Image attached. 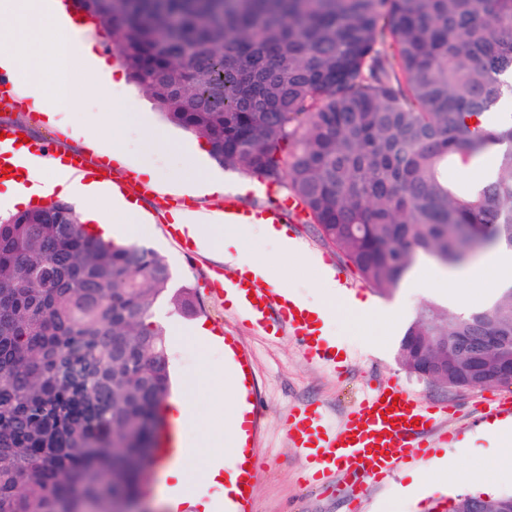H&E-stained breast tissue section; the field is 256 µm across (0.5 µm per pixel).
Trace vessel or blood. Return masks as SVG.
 <instances>
[{
    "label": "vessel or blood",
    "instance_id": "vessel-or-blood-1",
    "mask_svg": "<svg viewBox=\"0 0 512 512\" xmlns=\"http://www.w3.org/2000/svg\"><path fill=\"white\" fill-rule=\"evenodd\" d=\"M26 148L38 157L63 158L60 146L51 139L23 145L18 128L0 126V150ZM210 295L220 299L236 321L252 331L267 335L294 336L304 357L329 371L340 369L335 345L319 331L320 321L309 310L294 302L285 289L262 284L250 269L234 268L219 272L211 279ZM224 343L234 351L236 371L243 378L251 409L243 416L241 430L247 450H254L262 420L251 393L255 362L235 336ZM395 394L398 401L387 407L385 397ZM288 440L302 460L306 482L342 486L351 493L363 492L366 483L383 484L403 465H420L434 453L430 436L443 443L463 441L469 429L446 427L435 407L423 402L398 380L376 383L344 417L331 418L323 404L305 403L289 409L285 419Z\"/></svg>",
    "mask_w": 512,
    "mask_h": 512
}]
</instances>
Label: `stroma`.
Wrapping results in <instances>:
<instances>
[{
    "label": "stroma",
    "mask_w": 512,
    "mask_h": 512,
    "mask_svg": "<svg viewBox=\"0 0 512 512\" xmlns=\"http://www.w3.org/2000/svg\"><path fill=\"white\" fill-rule=\"evenodd\" d=\"M128 92L139 102L141 109L128 113L122 136L129 142H136L138 131L151 125L168 141L166 147L157 149L152 156L161 178L155 195L139 198L147 226L139 242L165 258L173 276V287L187 285L191 288L187 305H174L171 298L166 297L159 302L157 314L167 325L201 323L239 336L257 365L263 423L255 450L253 512H448L454 495L430 492L429 484L434 474L426 465L401 467L387 485L366 486L357 505L346 493L311 489L300 474V460L289 445L284 430V418L290 407L318 401L339 417L384 378L397 379L427 403L447 407V419L452 425L477 419L482 404L512 398V386L448 388L417 378L398 363V343L418 310L429 302L441 307L446 304L439 296L440 266L417 260V267L430 270L425 288L414 289L403 283L392 295H381L363 281L355 267L336 249L321 239L316 225L311 224L305 212L286 209L288 223L297 227L301 257L285 256L278 245L258 232L243 243L244 248L266 264L271 279L304 301L317 304L323 299L320 283L335 263L345 269L354 285L348 293L349 298L370 301L380 314L366 317L337 308L326 332L347 361L346 372L340 377L305 361L294 338L267 337L237 324L220 300L204 293L213 270L223 268V255L209 247L201 249L196 256L186 255L164 231L165 224L170 221L164 198L176 194L178 182L200 166L212 169L230 183L240 180L241 174L216 164L210 155L189 152V145L199 141L197 135L168 122L138 87L129 86ZM101 109L97 93L85 83L83 72L78 69L73 74L69 99L58 114V125L46 124L40 112L27 106L18 109L0 104V119L6 118L24 126L37 139L58 136L62 149L93 158L97 155L96 150L83 140L69 136L67 130L98 117ZM166 346L171 394L187 397L193 405L192 421L186 429L187 440L193 443L202 438L215 417L214 401L206 394L187 392L183 385L184 377L196 372L199 357L203 354L190 336L167 337ZM437 455L446 459L450 466L483 471L490 479L487 486L490 494H512V468L503 465L484 427L473 428L465 442L440 448Z\"/></svg>",
    "instance_id": "35a3bbf8"
}]
</instances>
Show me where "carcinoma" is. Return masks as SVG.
<instances>
[{
  "label": "carcinoma",
  "instance_id": "1",
  "mask_svg": "<svg viewBox=\"0 0 512 512\" xmlns=\"http://www.w3.org/2000/svg\"><path fill=\"white\" fill-rule=\"evenodd\" d=\"M164 118L292 197L391 294L421 256L512 249V0H72ZM483 116L486 126L469 120ZM291 150L282 160L285 146ZM488 151L476 184L448 177ZM168 263L52 201L0 219V512H75L153 440L170 389ZM512 349V288L424 305L396 356L465 373Z\"/></svg>",
  "mask_w": 512,
  "mask_h": 512
}]
</instances>
